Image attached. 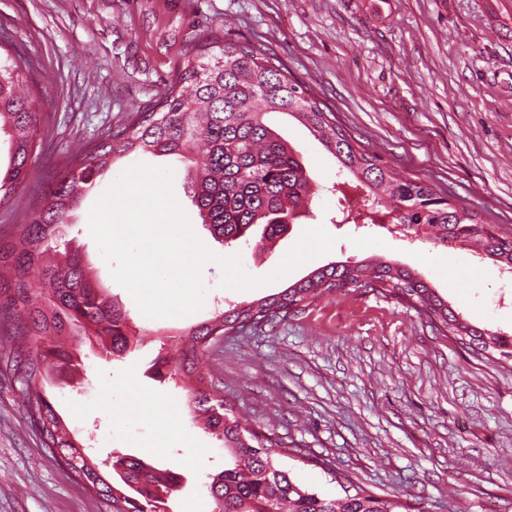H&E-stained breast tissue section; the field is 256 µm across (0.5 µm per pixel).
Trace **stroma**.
Returning a JSON list of instances; mask_svg holds the SVG:
<instances>
[{
  "mask_svg": "<svg viewBox=\"0 0 512 512\" xmlns=\"http://www.w3.org/2000/svg\"><path fill=\"white\" fill-rule=\"evenodd\" d=\"M247 43L273 55L363 152L397 175L449 193L512 236V0H0V57L24 55L38 71L36 157L0 208V238L66 173L73 153L103 131L130 125L178 83L185 52L205 42ZM320 190L274 249L218 242L192 202L188 176L169 159L174 195L214 253L239 254L270 274L304 230L325 227L332 250L249 290L219 288L207 265L203 308L150 319L117 284L88 229L108 181L98 182L64 230L107 295L140 331L123 356L82 344L76 387L47 394L69 429L100 458L130 455L182 477L172 512H213L205 484L224 468L215 436L195 424L182 382L147 374L161 344L229 307L276 293L312 270L379 257L409 268L469 324L512 334V275L466 248L407 241L369 224L337 226L330 191L348 180L301 124L275 119ZM205 367L225 402L263 437L287 447L280 466L298 484L335 498L363 489L395 494L408 512H512V358L488 359L438 334L407 302L379 291L322 297L236 336ZM182 411L163 453L150 415L119 408L122 385ZM0 512H111L42 447L14 377L0 371Z\"/></svg>",
  "mask_w": 512,
  "mask_h": 512,
  "instance_id": "stroma-1",
  "label": "stroma"
}]
</instances>
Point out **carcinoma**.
Here are the masks:
<instances>
[{"instance_id": "obj_1", "label": "carcinoma", "mask_w": 512, "mask_h": 512, "mask_svg": "<svg viewBox=\"0 0 512 512\" xmlns=\"http://www.w3.org/2000/svg\"><path fill=\"white\" fill-rule=\"evenodd\" d=\"M211 46L188 49L178 84L157 107L140 112L129 126L103 133L68 158L66 175L15 225V235L0 240V316L13 325V347L6 366L21 384L31 425L51 455L61 454L89 490L118 512H169L167 501L181 477L136 457L112 463L92 459L63 424L45 385L72 387L79 373L67 346L88 340L114 356L131 349L138 331L115 305L75 252L61 241L83 197L114 165L130 155L170 157L186 166L193 201L202 224L228 246L249 243L253 228L262 238L279 237L314 196L312 178L301 154L265 121L271 113L296 119L306 127L341 170L351 173L366 202L393 204L396 224L424 234L436 247L467 243L512 269V238L497 233L464 205L416 180L405 179L379 159L355 147L351 135L336 125L303 86L295 83L275 58L241 43L226 42L220 54ZM36 83L30 61L22 55L0 63V131L8 134L10 163L0 175V206L23 185L39 146V115L33 96L20 85ZM350 288L379 290L406 300L433 326L467 343L481 355L509 357L512 336L474 327L407 268L384 261L339 262L311 272L282 291L247 304H236L185 334L171 355H158L151 366L156 380L196 376L189 390L193 417L222 442L230 461L207 484L217 512H400L399 496L377 497L364 490L325 498L300 487L282 469L278 444L242 428L224 407L215 382L198 373L220 337L256 327L302 304L311 305Z\"/></svg>"}]
</instances>
